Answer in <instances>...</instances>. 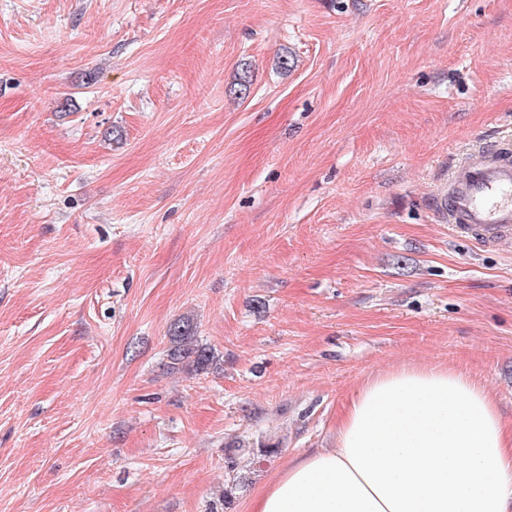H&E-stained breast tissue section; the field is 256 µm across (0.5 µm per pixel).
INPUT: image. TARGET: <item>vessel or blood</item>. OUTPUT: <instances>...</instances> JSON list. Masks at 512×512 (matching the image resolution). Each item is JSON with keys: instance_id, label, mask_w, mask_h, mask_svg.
<instances>
[{"instance_id": "1", "label": "vessel or blood", "mask_w": 512, "mask_h": 512, "mask_svg": "<svg viewBox=\"0 0 512 512\" xmlns=\"http://www.w3.org/2000/svg\"><path fill=\"white\" fill-rule=\"evenodd\" d=\"M458 235L487 247L512 239V157L493 151L462 164L436 200Z\"/></svg>"}]
</instances>
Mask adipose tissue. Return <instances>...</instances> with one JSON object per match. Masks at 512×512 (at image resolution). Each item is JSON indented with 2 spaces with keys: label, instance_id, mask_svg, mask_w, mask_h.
Masks as SVG:
<instances>
[{
  "label": "adipose tissue",
  "instance_id": "ef3b65f1",
  "mask_svg": "<svg viewBox=\"0 0 512 512\" xmlns=\"http://www.w3.org/2000/svg\"><path fill=\"white\" fill-rule=\"evenodd\" d=\"M251 512H512V426L461 370L386 371L356 385L335 447L289 464Z\"/></svg>",
  "mask_w": 512,
  "mask_h": 512
}]
</instances>
